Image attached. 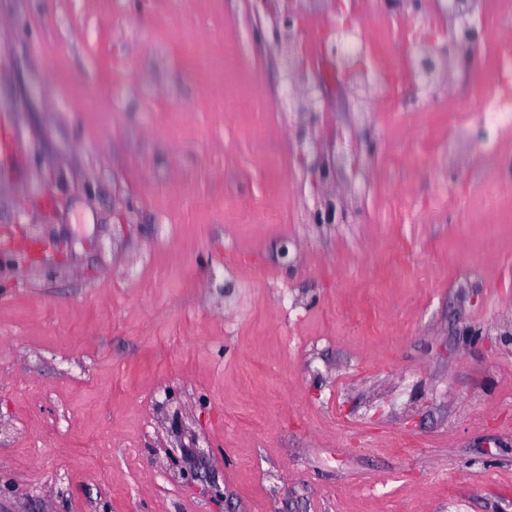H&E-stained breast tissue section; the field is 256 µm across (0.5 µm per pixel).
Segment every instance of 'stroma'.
<instances>
[{"instance_id":"35a3bbf8","label":"stroma","mask_w":512,"mask_h":512,"mask_svg":"<svg viewBox=\"0 0 512 512\" xmlns=\"http://www.w3.org/2000/svg\"><path fill=\"white\" fill-rule=\"evenodd\" d=\"M342 5L400 79L318 226L273 0H0V512H512V129L448 168L493 67L422 108L379 34L447 7Z\"/></svg>"}]
</instances>
